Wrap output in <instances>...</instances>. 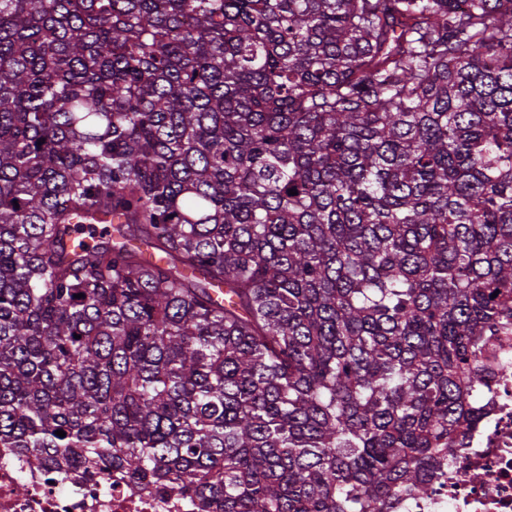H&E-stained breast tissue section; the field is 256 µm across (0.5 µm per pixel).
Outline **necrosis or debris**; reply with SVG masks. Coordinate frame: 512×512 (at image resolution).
<instances>
[{
  "label": "necrosis or debris",
  "mask_w": 512,
  "mask_h": 512,
  "mask_svg": "<svg viewBox=\"0 0 512 512\" xmlns=\"http://www.w3.org/2000/svg\"><path fill=\"white\" fill-rule=\"evenodd\" d=\"M462 442L456 466L426 497L404 498L402 512H512V336L491 340L482 415ZM0 512H196V506L188 496L139 489L118 470L50 471L0 448Z\"/></svg>",
  "instance_id": "necrosis-or-debris-1"
}]
</instances>
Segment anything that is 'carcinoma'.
<instances>
[{
  "label": "carcinoma",
  "mask_w": 512,
  "mask_h": 512,
  "mask_svg": "<svg viewBox=\"0 0 512 512\" xmlns=\"http://www.w3.org/2000/svg\"><path fill=\"white\" fill-rule=\"evenodd\" d=\"M465 2L0 0V448L424 494L512 334V0Z\"/></svg>",
  "instance_id": "carcinoma-1"
}]
</instances>
